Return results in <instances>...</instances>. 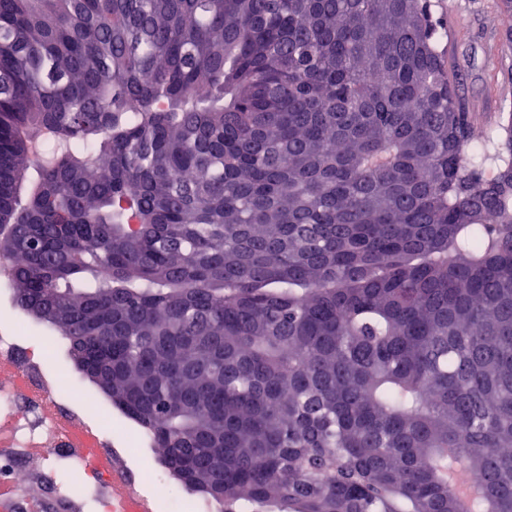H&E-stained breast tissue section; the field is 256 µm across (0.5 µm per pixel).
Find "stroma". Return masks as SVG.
I'll return each instance as SVG.
<instances>
[{
    "instance_id": "1",
    "label": "stroma",
    "mask_w": 512,
    "mask_h": 512,
    "mask_svg": "<svg viewBox=\"0 0 512 512\" xmlns=\"http://www.w3.org/2000/svg\"><path fill=\"white\" fill-rule=\"evenodd\" d=\"M432 5L448 20V40L442 48L448 80L456 87L464 111L478 115L485 126H496L503 114L512 112V45L503 37L499 0H432ZM8 328L24 347L54 342L49 372L68 375L77 396L97 401L101 413L110 417L112 446L120 453L122 467L137 475L138 490L154 499L172 488L158 450L140 427L75 369L66 341H52L46 326L17 307L11 285L0 277V329Z\"/></svg>"
}]
</instances>
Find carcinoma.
Returning a JSON list of instances; mask_svg holds the SVG:
<instances>
[{"instance_id":"carcinoma-1","label":"carcinoma","mask_w":512,"mask_h":512,"mask_svg":"<svg viewBox=\"0 0 512 512\" xmlns=\"http://www.w3.org/2000/svg\"><path fill=\"white\" fill-rule=\"evenodd\" d=\"M428 0H0L14 300L224 512H512V126Z\"/></svg>"}]
</instances>
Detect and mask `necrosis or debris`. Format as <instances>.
<instances>
[{
	"mask_svg": "<svg viewBox=\"0 0 512 512\" xmlns=\"http://www.w3.org/2000/svg\"><path fill=\"white\" fill-rule=\"evenodd\" d=\"M48 349H20L11 331L0 330V447L37 451L47 464L82 468L98 496L96 512H127L125 496L112 492L114 464L97 463L109 445L95 421L92 402L71 399L67 381L47 374Z\"/></svg>",
	"mask_w": 512,
	"mask_h": 512,
	"instance_id": "4bbe7bcc",
	"label": "necrosis or debris"
}]
</instances>
